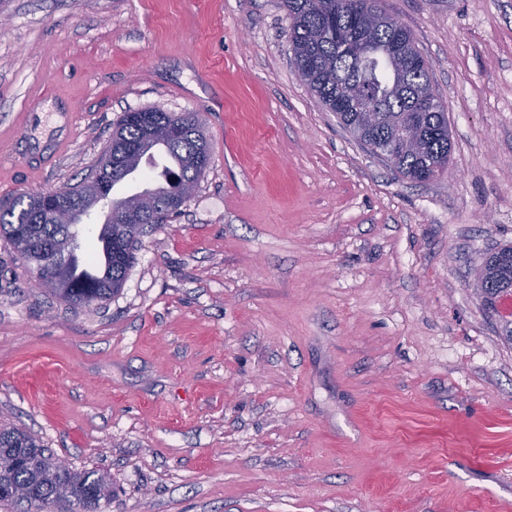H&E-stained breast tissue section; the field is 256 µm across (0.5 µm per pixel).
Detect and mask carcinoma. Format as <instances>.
<instances>
[{"mask_svg": "<svg viewBox=\"0 0 512 512\" xmlns=\"http://www.w3.org/2000/svg\"><path fill=\"white\" fill-rule=\"evenodd\" d=\"M376 0H282L288 19V41L294 66L312 59L317 68L311 91L325 106L336 98L356 93L355 109L341 112L342 126L356 138L371 140L380 146H393L411 139L416 145L394 150L392 164L405 178L422 182L434 168L446 170L451 146L448 145V113L444 105L432 112L413 113L416 92L431 87L429 65L422 59L412 65L406 55H420L414 40L405 42L406 54L394 51L400 30L389 24L370 26L364 17L376 11ZM368 106L379 110L377 122L359 133L362 113ZM147 122L146 110L123 114L113 132L112 153L123 145L136 143L146 126L160 128L168 115L152 110ZM207 145L197 123L186 126L182 139L163 150L173 168L152 173L157 186L150 194L164 198L172 191L175 180L198 184L203 172L194 165L198 148ZM101 183L92 181L66 188L86 198L87 204L75 214L74 223L56 224L48 211H35L34 195L21 194L12 204L0 206V233L13 245L17 255L31 269L51 273L49 250L62 246L65 268L63 287L49 286L51 294L74 308L90 307L117 295L123 288L135 260V235H122L120 226L109 217L98 222L96 247L83 254L89 262L99 259L106 250V261L96 277L76 270L78 226L84 218L97 215L92 210L98 199L112 193L121 180L100 165ZM478 277L485 284L481 294L483 306L491 311V300L512 299V245L498 248L487 256ZM58 459L44 448L35 435L14 427H0V503L24 507V512H98L101 502L112 495V479L106 473L74 472L73 480L64 483L58 473Z\"/></svg>", "mask_w": 512, "mask_h": 512, "instance_id": "1", "label": "carcinoma"}]
</instances>
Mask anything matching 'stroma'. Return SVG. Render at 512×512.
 <instances>
[{"label": "stroma", "instance_id": "obj_1", "mask_svg": "<svg viewBox=\"0 0 512 512\" xmlns=\"http://www.w3.org/2000/svg\"><path fill=\"white\" fill-rule=\"evenodd\" d=\"M448 113L442 179L357 142L281 0H0V205L91 175L124 112L192 114L195 195L71 309L0 236V425L117 481L100 512H512V0H380ZM477 277L486 287L481 294L486 310L493 313L494 307L488 306L492 299L498 301L500 306L503 300L512 299V245L499 247L488 255L480 266Z\"/></svg>", "mask_w": 512, "mask_h": 512}]
</instances>
